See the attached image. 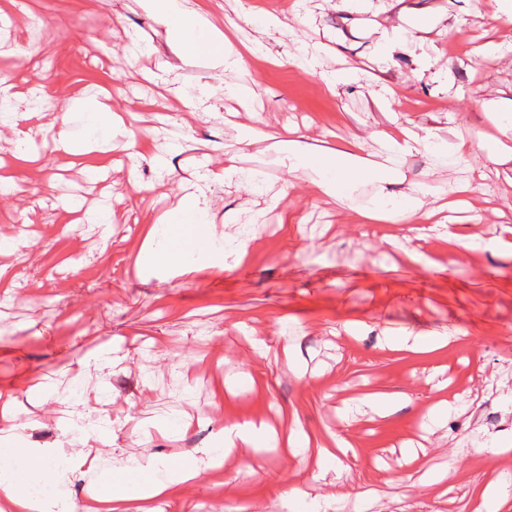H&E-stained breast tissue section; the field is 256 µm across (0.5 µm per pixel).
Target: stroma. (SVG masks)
<instances>
[{
	"mask_svg": "<svg viewBox=\"0 0 512 512\" xmlns=\"http://www.w3.org/2000/svg\"><path fill=\"white\" fill-rule=\"evenodd\" d=\"M283 17L289 29L274 28ZM209 19L249 51L246 71L179 63L140 0H0V78L13 84L16 110L44 127L23 156L11 132L0 135V172L18 187L0 200V391L17 399L0 409V436L76 451L53 490L81 499L112 466L198 456L227 424L264 421L284 433L296 421L312 439L343 437L355 455L321 469L265 452L252 476L230 459L157 512H282L290 483L309 493L294 512H312L315 495L333 500L332 512H473L474 487L512 482V254L489 244L512 228V162L494 164L484 148L512 147L501 133L512 124V19L496 0H209ZM419 23L426 38L411 34ZM332 74L341 81L330 93L322 78ZM230 81L253 91L246 124L298 127L319 150L373 159L379 131L409 120L433 131L440 153L405 155L387 191L451 195L480 182L469 207L448 215L469 248L361 218L373 181L331 203L311 171L287 176L276 146H245L225 124L239 108L224 92ZM181 88L209 111H187ZM105 90L125 138L77 164L45 152L59 102ZM462 141L471 150L458 158L451 148ZM228 153L261 182L208 190L209 215L217 235L247 239L246 258L204 261L190 276L151 266L157 215ZM134 160L139 193L128 183ZM74 195L111 207L110 236L64 208ZM7 271L26 272L28 291L10 288ZM407 329L447 334L448 345L405 356L383 348ZM255 337L272 354L258 356ZM108 350L116 366L97 362ZM241 374L253 387L227 392ZM375 391L400 394L398 410L379 416L365 400ZM456 394L466 405L421 439L431 405ZM69 410L105 422L108 441L72 428ZM167 415L185 432L156 426ZM365 489L375 495L363 502Z\"/></svg>",
	"mask_w": 512,
	"mask_h": 512,
	"instance_id": "stroma-1",
	"label": "stroma"
}]
</instances>
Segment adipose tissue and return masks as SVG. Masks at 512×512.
I'll use <instances>...</instances> for the list:
<instances>
[{
	"label": "adipose tissue",
	"instance_id": "adipose-tissue-1",
	"mask_svg": "<svg viewBox=\"0 0 512 512\" xmlns=\"http://www.w3.org/2000/svg\"><path fill=\"white\" fill-rule=\"evenodd\" d=\"M165 27L168 44L181 61L210 58L214 66L238 71L247 65L243 52L213 25L204 10H187L183 0H143ZM246 145L274 142L282 153L288 174L313 168L316 187L323 194L342 199L344 190L360 180H372L381 188L373 205L362 211V218L388 224H427L434 222L437 207L428 205L421 194L406 195L399 204L388 202L386 185L395 183L399 169L396 158L428 146L431 133H418L414 125L401 126L395 136L389 137V154L379 160H369L356 153L330 150L311 154L305 150L295 131L260 129L243 126ZM124 130L115 121L111 109L102 101L82 102L68 100L61 109V128L56 148L79 155L102 151L111 146L115 137ZM178 212L190 215V224L179 235H172L169 216H162L148 241V253L156 266L178 276L192 274L199 260L225 259L241 261L246 254V243L226 247L223 237L217 236L208 219V211L199 195L187 194L180 198ZM206 241V248H198V241ZM273 440L270 430L251 421L225 425L219 448L204 449L202 457L192 460H166L148 466L126 465L109 471L100 483V512H151V502L168 497L175 486L194 479L200 470L218 469L225 454L239 447L267 448ZM39 475L45 480H56L58 467L49 465L43 453L23 446L12 439L0 441V506L5 512H54L64 507L65 512H86L82 502L73 497L63 499H35L30 494L31 477Z\"/></svg>",
	"mask_w": 512,
	"mask_h": 512
}]
</instances>
